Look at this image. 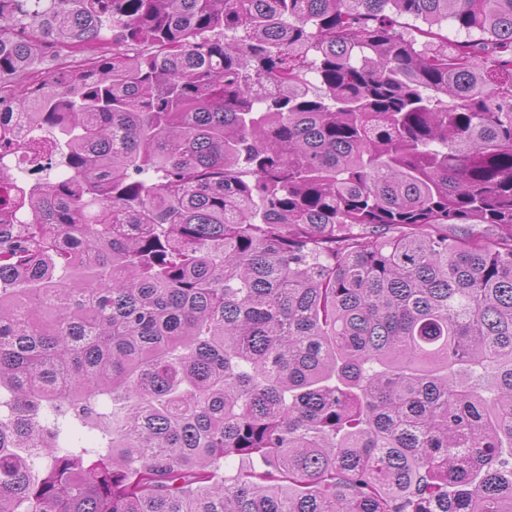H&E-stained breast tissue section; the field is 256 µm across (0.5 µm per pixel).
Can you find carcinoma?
<instances>
[{
  "mask_svg": "<svg viewBox=\"0 0 512 512\" xmlns=\"http://www.w3.org/2000/svg\"><path fill=\"white\" fill-rule=\"evenodd\" d=\"M2 154L0 512H512V0H0Z\"/></svg>",
  "mask_w": 512,
  "mask_h": 512,
  "instance_id": "1",
  "label": "carcinoma"
}]
</instances>
